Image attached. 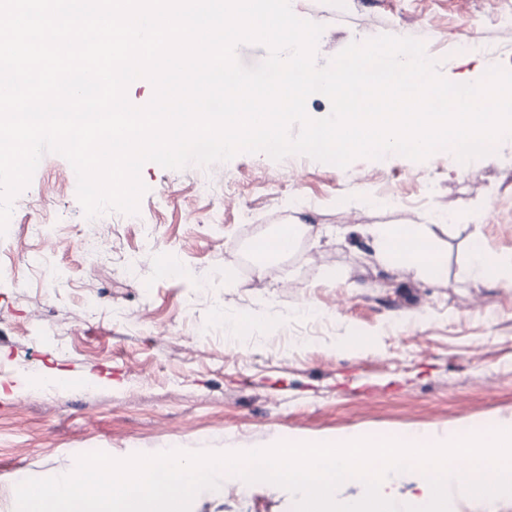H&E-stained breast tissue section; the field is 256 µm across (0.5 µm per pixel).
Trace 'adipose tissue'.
Segmentation results:
<instances>
[{
	"label": "adipose tissue",
	"instance_id": "adipose-tissue-1",
	"mask_svg": "<svg viewBox=\"0 0 512 512\" xmlns=\"http://www.w3.org/2000/svg\"><path fill=\"white\" fill-rule=\"evenodd\" d=\"M307 227L284 224L254 246L257 267L264 268L290 251ZM378 259L409 273L439 277L443 271L441 251L433 231L425 224H380L372 229Z\"/></svg>",
	"mask_w": 512,
	"mask_h": 512
}]
</instances>
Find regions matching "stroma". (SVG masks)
<instances>
[{
  "instance_id": "obj_1",
  "label": "stroma",
  "mask_w": 512,
  "mask_h": 512,
  "mask_svg": "<svg viewBox=\"0 0 512 512\" xmlns=\"http://www.w3.org/2000/svg\"><path fill=\"white\" fill-rule=\"evenodd\" d=\"M322 24L315 61L382 34L422 41L443 77L512 70V0H294ZM482 42L478 60L458 51ZM137 213L87 218L61 155L42 157L0 236V507L14 486L115 457L245 451L288 438L387 432L410 440L512 424V140L465 164L433 154L312 159L240 153L209 166L145 163ZM401 197L368 207L377 189ZM249 210L250 221L240 217ZM311 225L266 271L252 243ZM429 224L445 272L388 268L368 227ZM508 259L474 272L475 244ZM247 316L239 340L230 326ZM65 373L69 390L14 392ZM95 376V385L85 377ZM278 486L190 512H294Z\"/></svg>"
}]
</instances>
